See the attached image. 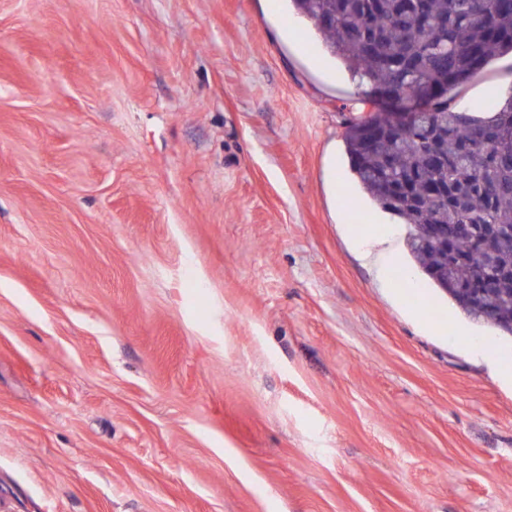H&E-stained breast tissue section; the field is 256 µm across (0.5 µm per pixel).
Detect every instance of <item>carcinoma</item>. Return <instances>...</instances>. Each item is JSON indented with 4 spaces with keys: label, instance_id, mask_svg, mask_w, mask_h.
I'll use <instances>...</instances> for the list:
<instances>
[{
    "label": "carcinoma",
    "instance_id": "obj_1",
    "mask_svg": "<svg viewBox=\"0 0 512 512\" xmlns=\"http://www.w3.org/2000/svg\"><path fill=\"white\" fill-rule=\"evenodd\" d=\"M330 54L359 80L358 101L378 87L409 100L430 90L425 112L399 119L379 108L344 132L351 171L378 208L406 224L409 257L469 319L512 337V89L494 115L451 108V92L512 53V0H289ZM495 130L488 144L475 135ZM426 224L441 235L429 240Z\"/></svg>",
    "mask_w": 512,
    "mask_h": 512
}]
</instances>
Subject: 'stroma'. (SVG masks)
<instances>
[{"mask_svg": "<svg viewBox=\"0 0 512 512\" xmlns=\"http://www.w3.org/2000/svg\"><path fill=\"white\" fill-rule=\"evenodd\" d=\"M357 107L288 0H0V512H512V339L400 282ZM358 242L365 248L367 256L375 262H379L381 259L387 261L395 259V252L391 246V240L382 232L374 236L360 238ZM378 247H381V249H378ZM463 339L467 348L478 352L494 373L500 376L509 375V369L502 363L496 350L484 340L471 337H463Z\"/></svg>", "mask_w": 512, "mask_h": 512, "instance_id": "35a3bbf8", "label": "stroma"}]
</instances>
